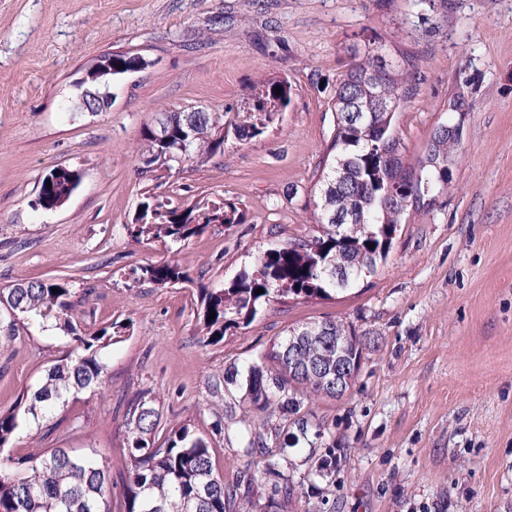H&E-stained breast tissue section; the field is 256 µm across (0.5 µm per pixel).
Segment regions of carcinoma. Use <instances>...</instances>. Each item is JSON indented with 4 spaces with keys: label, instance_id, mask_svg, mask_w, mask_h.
Returning <instances> with one entry per match:
<instances>
[{
    "label": "carcinoma",
    "instance_id": "carcinoma-1",
    "mask_svg": "<svg viewBox=\"0 0 512 512\" xmlns=\"http://www.w3.org/2000/svg\"><path fill=\"white\" fill-rule=\"evenodd\" d=\"M110 57L112 67L87 81L96 91L127 73L122 67L127 54ZM418 81L412 57L405 55L393 62L378 46L352 66L336 90L337 154L322 179L321 233L262 253L228 283L199 284L194 317L202 346L221 343L227 332L248 326L264 306L280 297H327L353 287L376 271L356 265L360 255L386 259L393 242L391 233L398 231L406 213L387 191L401 192L408 186L419 196L425 189L443 186L448 181V152L457 147L437 132L416 170L403 164L393 117ZM289 94L288 83L269 81L228 119L220 112L163 113L170 132L167 143H160L150 127L142 133L155 171L170 172L186 161L204 163L224 155L228 128L242 142L263 135L274 117L288 107ZM187 125L193 139L185 146L180 133ZM80 180L76 169L50 170L41 181L38 205L44 210L61 207ZM241 219L233 203L199 199L185 205L171 199L160 202L148 194L125 229L136 242L161 239L181 247L213 224L230 226ZM338 224L343 226V240L333 231ZM338 265L346 268V277L339 283L334 276ZM139 279L159 288L191 281L187 272L170 262L140 268ZM54 288L58 292H52ZM259 288L264 293L257 295ZM79 303L65 278L23 279L0 289V320H6L8 331L62 336L74 345L70 355L45 369L13 406L0 410V512H112L111 469L96 450L53 448L37 458L4 454L30 423L64 410L69 400L101 385L107 374L106 349L131 328L129 322L113 321L87 332L78 321ZM213 311L216 315L211 319ZM301 330V326L287 330L249 366L243 402L286 418L300 412L299 389L315 396L330 395L324 374L314 373L303 381L296 378L294 361L318 362L329 370L336 353L325 341L318 344L302 338L296 359H291L288 339ZM338 334L349 337L348 362L359 363L362 341L355 332L342 323L323 322L322 335ZM159 426V410L148 394L127 403L123 427L128 465L122 480L127 512H241L239 482L224 480L216 470L208 438L183 423L170 428L159 445Z\"/></svg>",
    "mask_w": 512,
    "mask_h": 512
}]
</instances>
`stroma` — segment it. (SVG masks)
<instances>
[{
    "instance_id": "35a3bbf8",
    "label": "stroma",
    "mask_w": 512,
    "mask_h": 512,
    "mask_svg": "<svg viewBox=\"0 0 512 512\" xmlns=\"http://www.w3.org/2000/svg\"><path fill=\"white\" fill-rule=\"evenodd\" d=\"M375 46L419 64L393 120L406 164L439 126L460 127L447 186L408 208L386 260L351 290L280 298L201 346L196 282L230 280L317 233L336 89ZM121 52L148 67L112 80L106 110L81 111V79ZM275 79L290 102L263 135L228 138L223 156L160 186L139 175L142 132L161 112H221ZM61 166L81 171L79 187L58 209L36 208L42 178ZM149 190L231 202L243 220L176 251L134 245L124 226ZM163 261L190 282L135 281L133 269ZM56 277L76 289L87 331L116 320L131 330L108 348L103 385L20 434L14 453L92 448L121 483L126 405L147 390L162 427L191 422L225 478L252 474L241 501L265 504L273 456L245 454L234 428L263 416L226 375L286 329L340 320L363 342L360 368L341 398L306 397L301 413L323 444L289 449L295 492L277 512H512V0H0V289ZM72 349L0 327V409Z\"/></svg>"
}]
</instances>
